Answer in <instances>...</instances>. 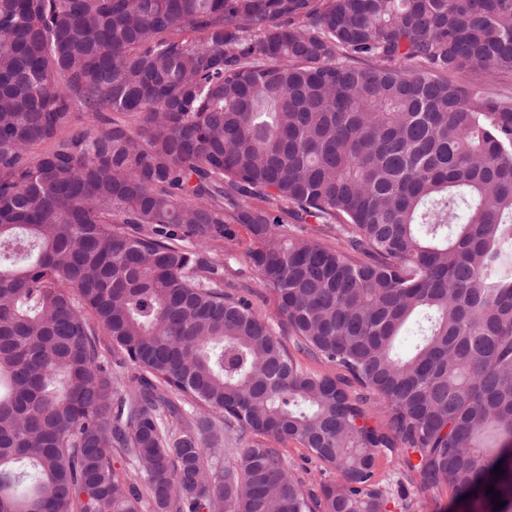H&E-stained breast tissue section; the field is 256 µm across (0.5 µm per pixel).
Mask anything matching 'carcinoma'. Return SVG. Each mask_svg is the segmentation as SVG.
I'll return each mask as SVG.
<instances>
[{
    "instance_id": "carcinoma-1",
    "label": "carcinoma",
    "mask_w": 512,
    "mask_h": 512,
    "mask_svg": "<svg viewBox=\"0 0 512 512\" xmlns=\"http://www.w3.org/2000/svg\"><path fill=\"white\" fill-rule=\"evenodd\" d=\"M505 76L512 0H0V512H512ZM235 230L236 237L239 240V246H237L236 258L231 261L234 269H238L235 276L232 277L234 284L240 288H243L248 298L252 301L254 309L259 313L269 318L271 323L275 327L278 338L282 341L288 352L301 366L311 372L318 374H337L340 370L333 366H330L312 356L306 355L301 352L296 343L294 336H289L277 327L278 319L276 318V304L274 294L268 288L263 287L258 279L257 274L252 271L249 259L246 257V251L251 245L249 233L245 227L240 224L232 225ZM245 289L248 292H245ZM240 290V291H242ZM347 389L353 397L359 398L361 401H363L364 411L368 417L369 424L379 427H384L386 425L385 414L373 395L360 388L352 380L348 384ZM285 454L290 463L292 474L300 478L306 486L316 487L320 483L333 482L338 479L334 470L324 466L312 453L299 443L289 441L287 444H275ZM403 473L402 459L396 452L378 453L377 481L389 499L388 512H449L445 509L456 499L450 489L423 491L416 485H410ZM405 501L411 502L410 511L401 508Z\"/></svg>"
}]
</instances>
